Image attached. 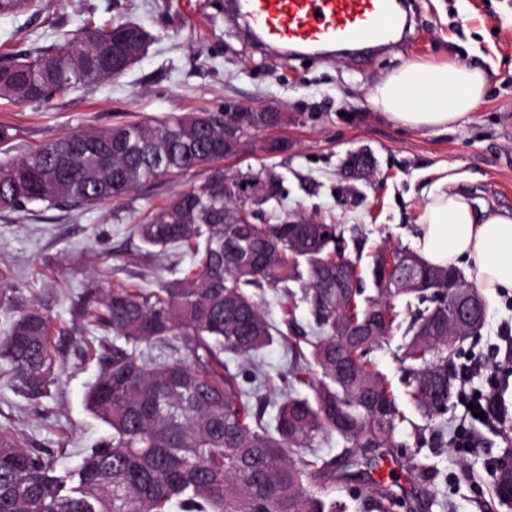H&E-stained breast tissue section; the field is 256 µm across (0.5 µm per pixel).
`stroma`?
<instances>
[{
  "label": "stroma",
  "instance_id": "35a3bbf8",
  "mask_svg": "<svg viewBox=\"0 0 512 512\" xmlns=\"http://www.w3.org/2000/svg\"><path fill=\"white\" fill-rule=\"evenodd\" d=\"M414 25L405 44L370 56H326L306 63L258 53L224 16V0H40L39 12L0 16V61L50 44L57 30H77L85 19L134 21L154 35L148 53L118 79L77 90L41 105L0 99V125L12 139L0 144L5 165L65 133L120 122L164 119L229 104L278 108L287 126L259 132L283 139L285 152L243 154L224 160L228 173L275 168L288 187V211H305L340 225L357 240L364 258L382 247L412 248L427 193L439 178L455 176L460 188L489 207L512 210V0H407ZM455 61L483 68L485 93L464 125L454 131L415 129L389 120L369 102L373 87L413 60ZM365 149L376 161L373 177L348 181V154ZM205 171L139 187L103 205L66 210L43 204L26 213L0 212V335L28 307L46 312L59 360L52 394L32 399L16 391L9 365L0 360V426L21 443L54 453L58 468L75 469L108 434L84 404L102 345L112 337L85 329L82 313L90 288L151 291L173 279L168 260L149 255L133 226L173 194L200 186ZM399 327L372 357L386 374L404 420V476L414 481L409 507L399 512H505L492 489L491 464L501 457L512 420L475 424L481 444H454L466 413L451 400L447 414L428 420L413 407L397 360L403 329L411 320L404 298L394 301ZM512 329V296L487 301L478 336L463 355L481 360L475 387L495 384L512 403V364L496 356L503 332ZM291 364L282 340L253 362L229 360L248 380L253 370L270 377Z\"/></svg>",
  "mask_w": 512,
  "mask_h": 512
}]
</instances>
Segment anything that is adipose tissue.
<instances>
[{
	"instance_id": "adipose-tissue-1",
	"label": "adipose tissue",
	"mask_w": 512,
	"mask_h": 512,
	"mask_svg": "<svg viewBox=\"0 0 512 512\" xmlns=\"http://www.w3.org/2000/svg\"><path fill=\"white\" fill-rule=\"evenodd\" d=\"M486 75L455 61H411L377 83L372 106L412 128L462 126L482 99ZM417 253L434 266L463 268L481 291H512V213L476 204L440 179L417 220Z\"/></svg>"
}]
</instances>
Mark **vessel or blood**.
I'll return each mask as SVG.
<instances>
[{
  "instance_id": "b4317fda",
  "label": "vessel or blood",
  "mask_w": 512,
  "mask_h": 512,
  "mask_svg": "<svg viewBox=\"0 0 512 512\" xmlns=\"http://www.w3.org/2000/svg\"><path fill=\"white\" fill-rule=\"evenodd\" d=\"M398 0H229L247 38L284 60L336 44L390 43L401 25Z\"/></svg>"
}]
</instances>
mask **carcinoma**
I'll return each instance as SVG.
<instances>
[{
    "instance_id": "obj_1",
    "label": "carcinoma",
    "mask_w": 512,
    "mask_h": 512,
    "mask_svg": "<svg viewBox=\"0 0 512 512\" xmlns=\"http://www.w3.org/2000/svg\"><path fill=\"white\" fill-rule=\"evenodd\" d=\"M35 8L34 0H0V16ZM152 40L134 23L90 21L74 37L60 31L51 45L0 66V99L47 103L74 88L91 90L125 73L101 68L102 55L118 46L135 53ZM76 138L84 142L80 153L70 150ZM222 161L224 113L199 112L69 132L0 166V212L10 213L36 203L96 206L161 178L208 170L202 185L134 225L149 250H189L192 269L148 294L103 289L87 313L92 326L112 332V348L99 353L85 393L87 410L109 435L77 469L60 472L52 453L26 448L0 427V512H349L346 501L314 489L312 480L345 467L341 479L358 482L359 462L341 465L314 448L332 435L371 452L399 447L397 396L371 358L393 332L398 296L413 309L398 346L412 404L430 419L448 412V361L460 344L448 336V276L461 271L406 250L419 286L392 287L385 249L364 266L360 252L347 250L340 225L288 223L280 175L256 202L251 223L226 222L224 209L241 184L260 180L264 170L226 175ZM295 286L313 328L292 329L295 360L282 382L306 374L312 394L274 402L267 422L264 378L242 388L224 356L246 359L284 335L255 291L287 298ZM157 351L168 360L157 362ZM0 359L22 393L50 394L57 359L49 316L37 307L16 315L0 336ZM492 477L499 503L511 509L512 469L499 466ZM405 504L389 487L361 502L367 512Z\"/></svg>"
}]
</instances>
